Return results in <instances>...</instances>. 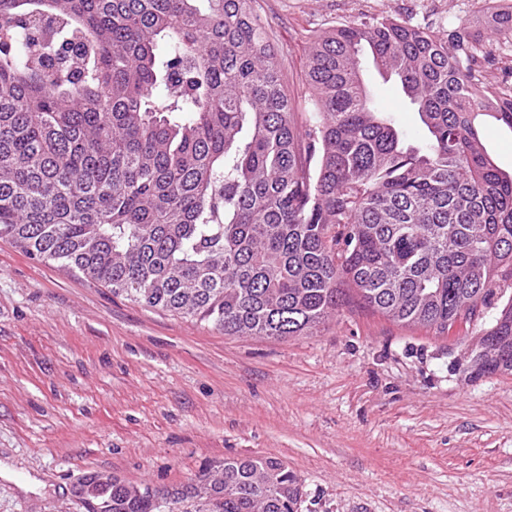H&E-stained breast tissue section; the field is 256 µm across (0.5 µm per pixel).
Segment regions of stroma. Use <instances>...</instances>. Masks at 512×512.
<instances>
[{
    "mask_svg": "<svg viewBox=\"0 0 512 512\" xmlns=\"http://www.w3.org/2000/svg\"><path fill=\"white\" fill-rule=\"evenodd\" d=\"M305 123L304 51L371 17L481 32L489 0H253ZM374 103L408 142L422 124L365 61ZM495 309L453 332L350 301L313 336H227L144 308L0 239V512H87L93 473L180 487L208 462L272 457L297 512H512V372L472 350Z\"/></svg>",
    "mask_w": 512,
    "mask_h": 512,
    "instance_id": "obj_1",
    "label": "stroma"
}]
</instances>
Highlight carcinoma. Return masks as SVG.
<instances>
[{"label":"carcinoma","instance_id":"carcinoma-1","mask_svg":"<svg viewBox=\"0 0 512 512\" xmlns=\"http://www.w3.org/2000/svg\"><path fill=\"white\" fill-rule=\"evenodd\" d=\"M512 11L490 15L498 36ZM397 78L421 146L373 105ZM465 27L394 18L315 37L294 120L251 0H0V239L137 304L227 335L312 336L355 295L448 332L512 281V175L481 141L512 101L474 83ZM481 370L512 371V298ZM88 512H295L275 458L224 459L169 491L112 479Z\"/></svg>","mask_w":512,"mask_h":512}]
</instances>
